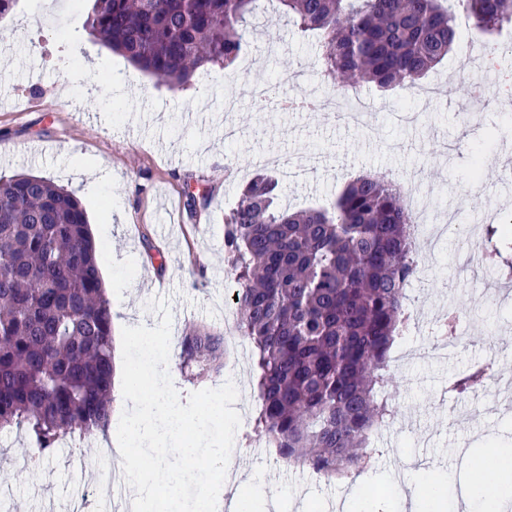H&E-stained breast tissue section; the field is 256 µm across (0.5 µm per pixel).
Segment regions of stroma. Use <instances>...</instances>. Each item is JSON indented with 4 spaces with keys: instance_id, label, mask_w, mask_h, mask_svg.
Here are the masks:
<instances>
[{
    "instance_id": "1",
    "label": "stroma",
    "mask_w": 512,
    "mask_h": 512,
    "mask_svg": "<svg viewBox=\"0 0 512 512\" xmlns=\"http://www.w3.org/2000/svg\"><path fill=\"white\" fill-rule=\"evenodd\" d=\"M92 4L18 0L0 19V175L45 176L81 201L103 247L102 278L124 296L112 310L113 338L128 335L138 322L159 329L165 364L184 403L206 410L220 385H235L228 415L209 434L218 438L225 424L236 429L234 460L253 477L244 496L277 495L278 512H297L301 500L329 512L356 485L387 489L407 474L429 492L456 470L461 442L492 435L512 446V397L504 384L465 395L450 389L488 348L512 349V300L486 290L492 270L467 277L457 270L462 248L485 252L481 229L490 216L512 212V180H504L496 164L512 157V136L501 131L505 103L512 100V58L499 49L512 26L487 36L458 30L448 57L426 78L440 85V97L413 105L422 114L418 126L389 117L402 91L362 86L359 93L376 118L358 129L316 112H274L250 95L251 85L285 70L298 75L290 93H323L318 48L287 18L278 20L277 41L250 33L234 64L210 68L174 93L99 46L85 27ZM473 82L484 86L485 104L467 123L459 106ZM230 124L239 130L232 140L224 137ZM481 147L486 163L476 197L472 163ZM278 159L306 168L285 184L283 202L293 208L322 203L350 175L372 172L411 180L433 216L457 211L438 248L420 253L426 275L411 284L420 323L407 341L416 354L391 367L396 399L383 453L368 470L340 479L257 453L248 439L260 400L251 385V345L237 329L231 302L235 281L224 262V217L238 185L256 172L274 171ZM452 308L460 326L475 330L447 359L432 360L420 348L444 334ZM199 324L224 334V368L191 383L180 369L178 342ZM30 450L24 433L0 434V512H78L74 491H92L95 451L66 444L33 470L25 462ZM219 472L205 460L187 463L167 507L181 512Z\"/></svg>"
}]
</instances>
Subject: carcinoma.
<instances>
[{"instance_id":"1","label":"carcinoma","mask_w":512,"mask_h":512,"mask_svg":"<svg viewBox=\"0 0 512 512\" xmlns=\"http://www.w3.org/2000/svg\"><path fill=\"white\" fill-rule=\"evenodd\" d=\"M475 28L512 23V0H461ZM320 39L326 89H409L447 56L454 16L441 0H94L87 29L102 48L172 90L232 64L266 5ZM282 182L257 173L236 190L224 253L252 344L261 406L250 439L326 478L367 465L370 435L392 416L389 354L408 330L417 273L413 212L384 175L349 179L324 204L291 211ZM78 198L36 175L0 176V433L25 431L41 456L92 441L112 417V311ZM493 266L512 278L494 245ZM190 382L224 367V336L179 341Z\"/></svg>"}]
</instances>
